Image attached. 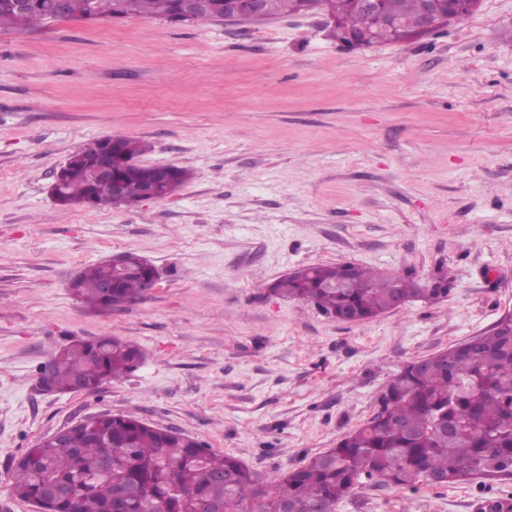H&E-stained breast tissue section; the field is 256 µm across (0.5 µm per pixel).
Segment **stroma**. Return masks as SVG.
<instances>
[{
	"instance_id": "obj_1",
	"label": "stroma",
	"mask_w": 512,
	"mask_h": 512,
	"mask_svg": "<svg viewBox=\"0 0 512 512\" xmlns=\"http://www.w3.org/2000/svg\"><path fill=\"white\" fill-rule=\"evenodd\" d=\"M314 10L170 27L151 18L0 31V512L11 458L101 413L187 433L274 475L335 447L407 362L512 312V0L445 31L348 49ZM151 143L141 165L191 179L138 205L61 206L54 172L89 140ZM131 251L159 270L124 309L69 283ZM351 262L447 296L347 323L272 294L282 275ZM135 340L145 360L88 394L39 369L74 339ZM512 480L367 481L336 512H481Z\"/></svg>"
}]
</instances>
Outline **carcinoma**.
<instances>
[{
  "label": "carcinoma",
  "mask_w": 512,
  "mask_h": 512,
  "mask_svg": "<svg viewBox=\"0 0 512 512\" xmlns=\"http://www.w3.org/2000/svg\"><path fill=\"white\" fill-rule=\"evenodd\" d=\"M181 0H33L20 15L13 0H0V29H30L63 14L69 21L96 22L129 17L177 24ZM307 0H266L269 16L300 14ZM420 0H385V11L400 19L414 15ZM336 16L331 37L344 43L351 32L371 27L352 0H327ZM224 15V0H207L194 24ZM116 140L112 171L123 181V203L135 204L150 166L134 159L148 142L122 134L93 139L79 149L87 160ZM179 188L191 178L183 167L162 169ZM94 191L85 169L64 183L58 204L73 206ZM127 267L112 270L103 259L87 266L70 285L71 294L99 312L124 308L147 284L151 263L125 253ZM112 277L111 294L102 284ZM271 291L316 305L327 317L359 323L392 310L401 296L437 299L448 288H419L398 272L380 273L355 264H316L278 278ZM144 354L129 338L100 336L60 348L39 372L49 390L70 393L79 383L92 391L135 371ZM378 410L336 447L303 466L274 477L267 498L250 471L234 456L217 454L195 438L123 414H99L93 428H75L43 441L12 464L14 493L33 502L55 491L48 512H231L256 500L252 512H336L361 478L405 486L462 484L479 478H512V324L486 332L428 358L407 363L383 387Z\"/></svg>",
  "instance_id": "obj_1"
}]
</instances>
